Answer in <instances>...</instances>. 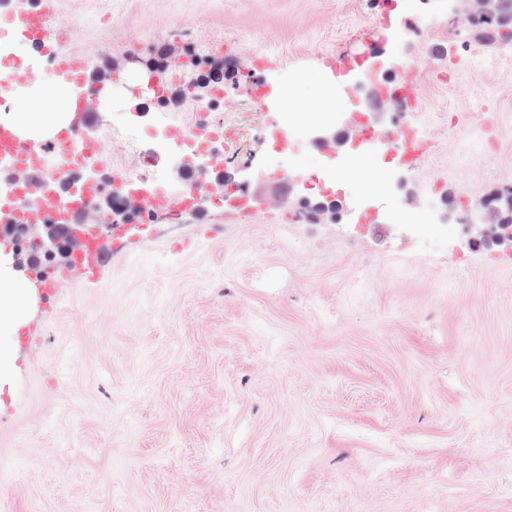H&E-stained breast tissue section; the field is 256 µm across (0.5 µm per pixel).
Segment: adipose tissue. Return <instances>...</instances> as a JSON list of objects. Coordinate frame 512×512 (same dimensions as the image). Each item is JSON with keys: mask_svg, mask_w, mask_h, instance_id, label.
<instances>
[{"mask_svg": "<svg viewBox=\"0 0 512 512\" xmlns=\"http://www.w3.org/2000/svg\"><path fill=\"white\" fill-rule=\"evenodd\" d=\"M66 99L62 91L40 94L27 103L24 111L11 113L8 121L23 138H49L69 122L68 113L62 110ZM272 101L287 112L292 131L330 125L349 110L345 93L326 71L319 73L314 86L300 76H292L273 91ZM35 301V294L12 269L8 254L0 250V387L9 380L19 329Z\"/></svg>", "mask_w": 512, "mask_h": 512, "instance_id": "1", "label": "adipose tissue"}]
</instances>
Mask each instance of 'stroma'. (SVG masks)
Returning a JSON list of instances; mask_svg holds the SVG:
<instances>
[{
  "label": "stroma",
  "mask_w": 512,
  "mask_h": 512,
  "mask_svg": "<svg viewBox=\"0 0 512 512\" xmlns=\"http://www.w3.org/2000/svg\"><path fill=\"white\" fill-rule=\"evenodd\" d=\"M384 11L430 28L381 54L415 62L430 149L384 152L370 193L252 94L365 48ZM80 15L66 46L108 51L98 122L129 173L121 129L161 111L144 31L223 46L163 79L222 81L214 149L246 204L155 213L100 278L36 301L0 389V512H512V244L444 217L512 188V45L436 0H57V27ZM289 172L349 220L291 222L269 197Z\"/></svg>",
  "instance_id": "stroma-1"
}]
</instances>
